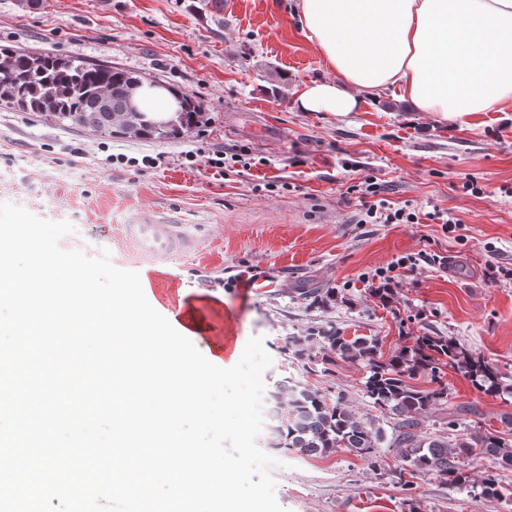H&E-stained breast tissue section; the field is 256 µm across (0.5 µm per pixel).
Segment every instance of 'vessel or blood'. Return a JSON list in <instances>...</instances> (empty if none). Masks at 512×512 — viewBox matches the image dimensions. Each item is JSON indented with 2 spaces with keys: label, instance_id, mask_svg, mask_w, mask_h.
<instances>
[{
  "label": "vessel or blood",
  "instance_id": "b4317fda",
  "mask_svg": "<svg viewBox=\"0 0 512 512\" xmlns=\"http://www.w3.org/2000/svg\"><path fill=\"white\" fill-rule=\"evenodd\" d=\"M124 233L145 256L149 274L160 273L161 266L176 256H187L201 247L200 239L187 225L175 223L173 218L151 211L140 212Z\"/></svg>",
  "mask_w": 512,
  "mask_h": 512
}]
</instances>
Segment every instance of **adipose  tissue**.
<instances>
[{
	"instance_id": "obj_1",
	"label": "adipose tissue",
	"mask_w": 512,
	"mask_h": 512,
	"mask_svg": "<svg viewBox=\"0 0 512 512\" xmlns=\"http://www.w3.org/2000/svg\"><path fill=\"white\" fill-rule=\"evenodd\" d=\"M293 9L330 71L304 84L293 100L299 111L357 112L390 91L451 120L512 110V0H294ZM163 305L175 344L166 366L179 401L171 425L205 410L206 378L233 372L241 351L209 341L211 326L185 289L158 301L150 276L106 302L129 325L147 324L148 308ZM201 339L202 359L191 361L183 347Z\"/></svg>"
}]
</instances>
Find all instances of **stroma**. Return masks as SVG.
Masks as SVG:
<instances>
[{
	"label": "stroma",
	"mask_w": 512,
	"mask_h": 512,
	"mask_svg": "<svg viewBox=\"0 0 512 512\" xmlns=\"http://www.w3.org/2000/svg\"><path fill=\"white\" fill-rule=\"evenodd\" d=\"M190 2L42 0L28 10L0 0V44L140 72L192 96L202 123L172 141L130 140L0 104V202L70 221V249L109 251L115 267L136 272L144 265L121 225L144 209L175 213L202 250L173 258L170 281L199 299L213 335L240 346L263 338L265 398L290 377L343 391L368 412L362 365L310 374L285 348L325 323L380 337L387 351L404 333L447 336L512 384V282L492 276L512 266V112L461 122L390 100L345 114L297 111L295 90L324 66L291 0H227L218 18ZM198 147L241 159L219 173L186 160ZM120 154L165 163L138 171L116 163ZM367 176L420 223H361L353 187ZM436 207L457 219L454 231L426 219ZM418 254L426 260L402 272L394 303L370 297L376 270ZM308 288L338 299L311 307ZM444 380L449 404L428 413L429 432L445 430L452 405L484 428L512 415V396L480 393L450 368ZM381 454L378 469L346 452L281 456L277 500L285 512H512V495L483 499L434 474L403 489L395 450Z\"/></svg>",
	"instance_id": "35a3bbf8"
}]
</instances>
